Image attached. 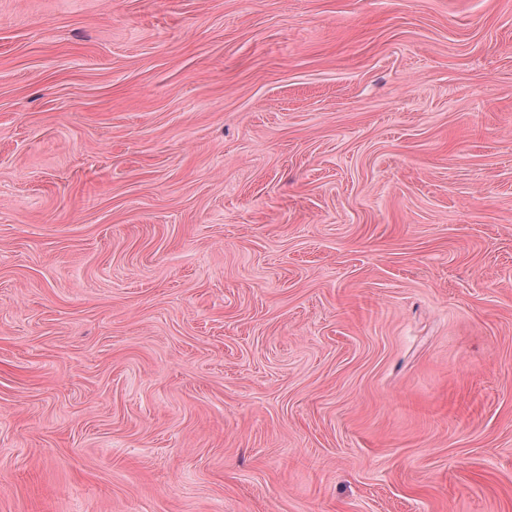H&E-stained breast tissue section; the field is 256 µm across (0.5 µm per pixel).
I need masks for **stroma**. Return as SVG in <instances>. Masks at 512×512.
I'll use <instances>...</instances> for the list:
<instances>
[{
	"mask_svg": "<svg viewBox=\"0 0 512 512\" xmlns=\"http://www.w3.org/2000/svg\"><path fill=\"white\" fill-rule=\"evenodd\" d=\"M0 512H512V0H0Z\"/></svg>",
	"mask_w": 512,
	"mask_h": 512,
	"instance_id": "35a3bbf8",
	"label": "stroma"
}]
</instances>
